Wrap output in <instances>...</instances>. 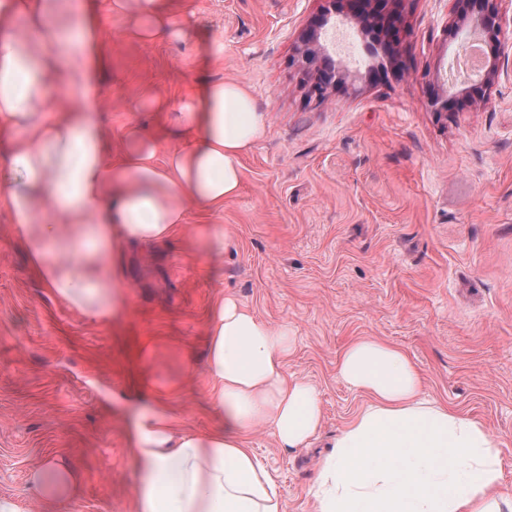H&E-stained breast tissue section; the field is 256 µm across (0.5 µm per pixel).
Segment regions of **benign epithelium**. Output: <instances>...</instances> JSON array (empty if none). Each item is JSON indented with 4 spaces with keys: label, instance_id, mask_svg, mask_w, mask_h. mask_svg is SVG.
<instances>
[{
    "label": "benign epithelium",
    "instance_id": "obj_1",
    "mask_svg": "<svg viewBox=\"0 0 512 512\" xmlns=\"http://www.w3.org/2000/svg\"><path fill=\"white\" fill-rule=\"evenodd\" d=\"M329 7L313 18L301 34L302 50L297 64L304 71L316 73L311 93L326 98L329 92L352 78L348 69L332 59L320 43L323 29L331 18L339 17L342 24H351L363 41L381 50L383 62L366 70L368 78L383 75L387 69L405 70L398 45L403 29L400 19L390 9L391 0H327ZM456 18L448 26V35L456 37L463 27L471 28L489 49L487 65L482 79L467 87L453 83L445 86L444 94L434 100L435 111L440 114L455 112L464 104L478 105L487 100V92L499 74L502 58V27L497 8L498 0H455Z\"/></svg>",
    "mask_w": 512,
    "mask_h": 512
}]
</instances>
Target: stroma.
<instances>
[{"instance_id": "obj_1", "label": "stroma", "mask_w": 512, "mask_h": 512, "mask_svg": "<svg viewBox=\"0 0 512 512\" xmlns=\"http://www.w3.org/2000/svg\"><path fill=\"white\" fill-rule=\"evenodd\" d=\"M169 3L190 9L191 33L140 42L98 0H75L96 27L91 81L111 147L127 124L156 129L145 93L177 98L201 78L236 81L267 113L264 138L242 159L239 194L224 205L221 272L185 236L123 244L126 304L94 325L41 284L0 212V496L19 498L25 512H130L129 441L158 389L171 388L186 426L216 424L198 369L220 294L288 325V373L319 392L322 425L307 447L250 437L285 512H313L309 490L329 445L366 401L336 373L361 337L401 348L424 396L501 438L512 491V0L501 5L503 69L487 102L446 117L431 107L436 80L468 37L447 34L453 0H397L407 77L361 79L321 100L293 60L323 0ZM216 36L218 65L204 52ZM323 43L350 70L371 61L350 26L328 27ZM48 461L83 476L74 497L52 506L30 483Z\"/></svg>"}]
</instances>
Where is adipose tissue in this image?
<instances>
[{
    "mask_svg": "<svg viewBox=\"0 0 512 512\" xmlns=\"http://www.w3.org/2000/svg\"><path fill=\"white\" fill-rule=\"evenodd\" d=\"M127 15V36L181 35L184 18L161 0H102ZM60 0H0V208L12 216L38 279L66 306L103 324L125 302L122 240L163 243L189 233L217 269L230 236L217 218L241 187V159L267 131L268 115L232 80H210L179 102L153 107L173 121L152 134L127 126L117 156L87 103L90 62L61 65L51 51ZM23 18L24 31L13 27ZM215 216L189 225L190 208ZM204 368L218 424L174 434L177 416L158 401L136 426L131 512H284L283 494L249 445L265 430L281 448L305 446L322 409L316 388L290 377L288 325L219 298L207 324ZM337 375L367 397L337 436L311 491L315 512H501V440L483 424L421 394L400 348L372 337L350 343ZM38 499L75 495L77 473L45 464L31 478Z\"/></svg>",
    "mask_w": 512,
    "mask_h": 512,
    "instance_id": "1",
    "label": "adipose tissue"
}]
</instances>
